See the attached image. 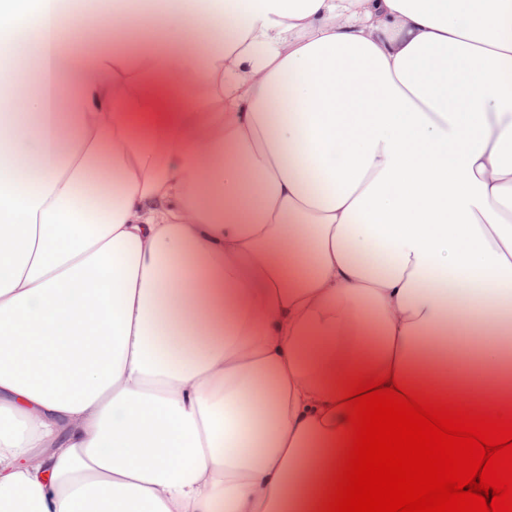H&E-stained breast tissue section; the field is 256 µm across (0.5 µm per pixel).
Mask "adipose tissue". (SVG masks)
I'll return each mask as SVG.
<instances>
[{
	"label": "adipose tissue",
	"instance_id": "obj_1",
	"mask_svg": "<svg viewBox=\"0 0 512 512\" xmlns=\"http://www.w3.org/2000/svg\"><path fill=\"white\" fill-rule=\"evenodd\" d=\"M0 0V512H318L352 379L512 407V0Z\"/></svg>",
	"mask_w": 512,
	"mask_h": 512
}]
</instances>
